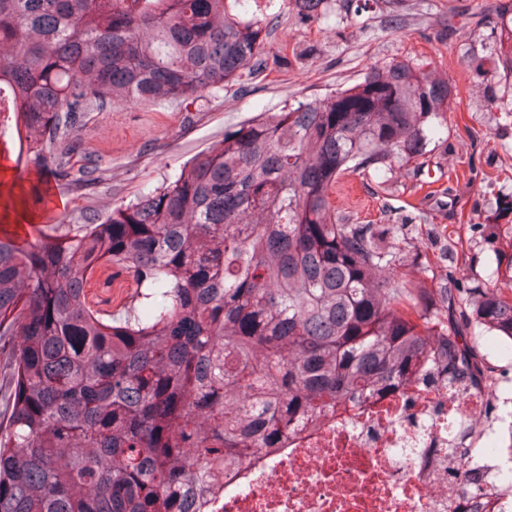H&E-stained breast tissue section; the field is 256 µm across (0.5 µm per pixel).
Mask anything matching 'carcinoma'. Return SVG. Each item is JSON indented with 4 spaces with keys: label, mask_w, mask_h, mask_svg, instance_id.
<instances>
[{
    "label": "carcinoma",
    "mask_w": 512,
    "mask_h": 512,
    "mask_svg": "<svg viewBox=\"0 0 512 512\" xmlns=\"http://www.w3.org/2000/svg\"><path fill=\"white\" fill-rule=\"evenodd\" d=\"M226 0H0V91L39 193L80 187L85 118L184 102L250 71L259 22ZM497 63L512 79V3ZM448 80L410 59L263 112L165 185L38 240L0 235V512H199L215 473L414 381L489 386L477 331L512 341L508 280L406 271L401 224H352L345 174L385 178L448 125ZM134 283L115 311L85 285ZM126 275L112 266H102L86 285L88 300L102 309L116 310L127 300L131 288Z\"/></svg>",
    "instance_id": "cac0c4a2"
}]
</instances>
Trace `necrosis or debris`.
<instances>
[{
  "label": "necrosis or debris",
  "mask_w": 512,
  "mask_h": 512,
  "mask_svg": "<svg viewBox=\"0 0 512 512\" xmlns=\"http://www.w3.org/2000/svg\"><path fill=\"white\" fill-rule=\"evenodd\" d=\"M505 405L499 426L490 401ZM495 460L482 490L467 466ZM512 399L499 386L451 392L409 384L298 422L240 468L220 474L206 512H512Z\"/></svg>",
  "instance_id": "4bbe7bcc"
}]
</instances>
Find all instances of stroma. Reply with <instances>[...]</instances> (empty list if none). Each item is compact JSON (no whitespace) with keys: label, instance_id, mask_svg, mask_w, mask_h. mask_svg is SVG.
<instances>
[{"label":"stroma","instance_id":"1","mask_svg":"<svg viewBox=\"0 0 512 512\" xmlns=\"http://www.w3.org/2000/svg\"><path fill=\"white\" fill-rule=\"evenodd\" d=\"M265 43L259 71L223 91L173 105H110L92 113L84 129L82 164L97 165L101 180L69 191L44 186L35 230L81 224L133 200L260 112L309 102L355 84L375 63L410 59L428 65L453 87L448 130L417 162L394 168L386 182L342 177L333 191L337 216L353 224H403L426 248L429 287L443 285L448 244L472 282L488 280L494 254L512 237L485 242L476 226L501 201L512 199V119L492 99L512 93L493 50L499 39L498 0H324L327 22L302 18L296 0H251ZM456 180H449V172ZM88 300L118 309L130 294L126 275L104 266L86 285Z\"/></svg>","mask_w":512,"mask_h":512}]
</instances>
